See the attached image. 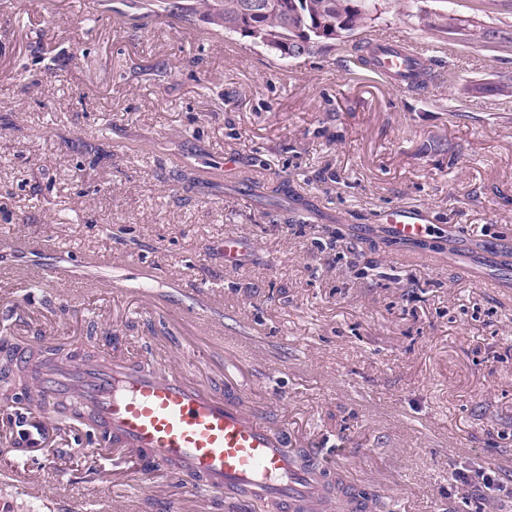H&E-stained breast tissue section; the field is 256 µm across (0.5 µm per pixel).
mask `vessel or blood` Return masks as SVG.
<instances>
[{"instance_id": "obj_1", "label": "vessel or blood", "mask_w": 512, "mask_h": 512, "mask_svg": "<svg viewBox=\"0 0 512 512\" xmlns=\"http://www.w3.org/2000/svg\"><path fill=\"white\" fill-rule=\"evenodd\" d=\"M367 40L378 48L374 69L394 82L407 76L403 59L421 56L414 46L386 44L374 34ZM387 222L400 238L428 233L414 210L392 211ZM15 359L31 371L37 398L80 403L101 452L139 465L153 457L171 463L172 475L223 490L226 512H247L256 500L275 512H320L327 500L325 479L339 469L335 457L305 439L310 464L299 466L288 451V428L273 426L266 412L246 410L238 393L218 397L179 374L131 368L119 348L92 363L39 361L22 348Z\"/></svg>"}]
</instances>
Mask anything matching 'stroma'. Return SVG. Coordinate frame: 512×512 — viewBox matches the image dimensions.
<instances>
[{
  "label": "stroma",
  "instance_id": "35a3bbf8",
  "mask_svg": "<svg viewBox=\"0 0 512 512\" xmlns=\"http://www.w3.org/2000/svg\"><path fill=\"white\" fill-rule=\"evenodd\" d=\"M369 30L434 79L379 78L359 32L283 61L138 0H0V338L120 346L219 394L232 376L388 512H512V288L490 285L512 249V0H379ZM283 181L321 219L253 193ZM400 207L433 250L365 243ZM39 423L25 454L0 420V512H225Z\"/></svg>",
  "mask_w": 512,
  "mask_h": 512
}]
</instances>
